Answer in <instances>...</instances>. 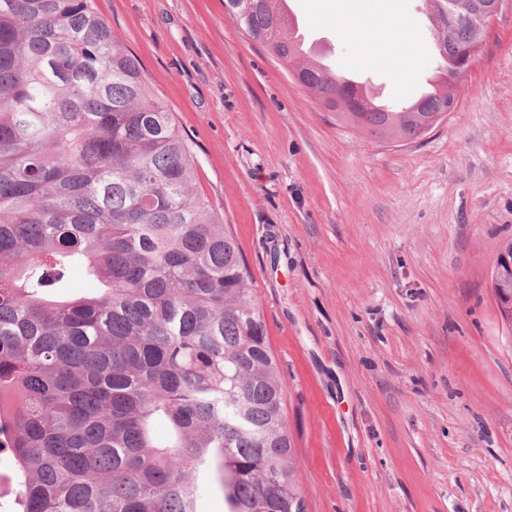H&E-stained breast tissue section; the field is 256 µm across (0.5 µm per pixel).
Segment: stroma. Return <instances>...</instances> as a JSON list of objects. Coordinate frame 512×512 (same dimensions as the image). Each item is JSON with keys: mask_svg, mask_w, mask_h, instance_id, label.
<instances>
[{"mask_svg": "<svg viewBox=\"0 0 512 512\" xmlns=\"http://www.w3.org/2000/svg\"><path fill=\"white\" fill-rule=\"evenodd\" d=\"M335 72L419 97L428 0H289ZM230 225L286 398L307 512H512V332L490 288L512 239V11L418 141L337 121L224 0H96ZM409 36H401L399 26Z\"/></svg>", "mask_w": 512, "mask_h": 512, "instance_id": "1", "label": "stroma"}]
</instances>
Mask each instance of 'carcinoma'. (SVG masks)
Returning a JSON list of instances; mask_svg holds the SVG:
<instances>
[{
  "label": "carcinoma",
  "mask_w": 512,
  "mask_h": 512,
  "mask_svg": "<svg viewBox=\"0 0 512 512\" xmlns=\"http://www.w3.org/2000/svg\"><path fill=\"white\" fill-rule=\"evenodd\" d=\"M282 61L278 0H224ZM355 97L303 61L336 120L411 138L450 104ZM94 0H0V455L19 512H306L285 391L239 244ZM80 264L93 288L68 296Z\"/></svg>",
  "instance_id": "carcinoma-1"
}]
</instances>
